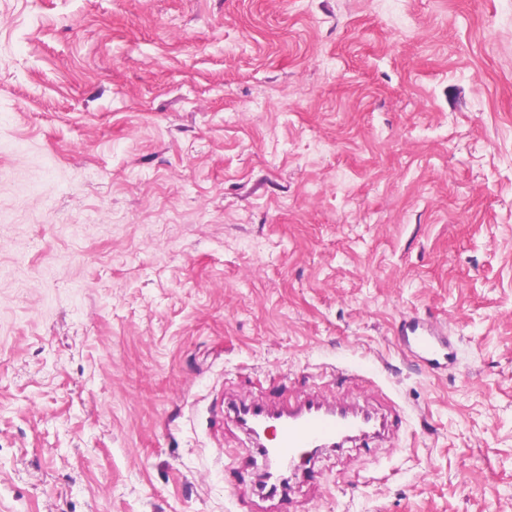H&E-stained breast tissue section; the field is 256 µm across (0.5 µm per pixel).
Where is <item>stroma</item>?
Instances as JSON below:
<instances>
[{
    "mask_svg": "<svg viewBox=\"0 0 512 512\" xmlns=\"http://www.w3.org/2000/svg\"><path fill=\"white\" fill-rule=\"evenodd\" d=\"M0 512H512V0H0ZM398 336H402L404 344L433 369L454 361V348L443 325L436 321L412 316L401 322ZM251 407L256 424L273 425L270 442L256 451L265 463L268 482L274 491L270 497L281 498V501L288 497L290 485H281L278 472L287 471L289 476L311 479L313 468L311 463H306L304 453L314 443H340L342 447L350 440L379 437L387 430L385 419L379 420L368 412L348 410L319 397L309 398L303 405L288 410H275L263 403H253ZM367 423H373L374 433L363 431Z\"/></svg>",
    "mask_w": 512,
    "mask_h": 512,
    "instance_id": "obj_1",
    "label": "stroma"
}]
</instances>
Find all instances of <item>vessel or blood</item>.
Wrapping results in <instances>:
<instances>
[{
  "mask_svg": "<svg viewBox=\"0 0 512 512\" xmlns=\"http://www.w3.org/2000/svg\"><path fill=\"white\" fill-rule=\"evenodd\" d=\"M404 344L422 358L431 368L438 369L453 362L454 348L442 324L420 316L401 322L398 330ZM255 423L272 428V438L259 451L265 463L268 482L275 497L287 498L289 490L283 487L280 472L311 479L313 468L304 456L307 448L317 442L346 443L353 439H367L364 424H372L376 432H384L386 421L367 412L349 410L321 398L307 399L296 408L275 410L263 403L252 406Z\"/></svg>",
  "mask_w": 512,
  "mask_h": 512,
  "instance_id": "1",
  "label": "vessel or blood"
}]
</instances>
